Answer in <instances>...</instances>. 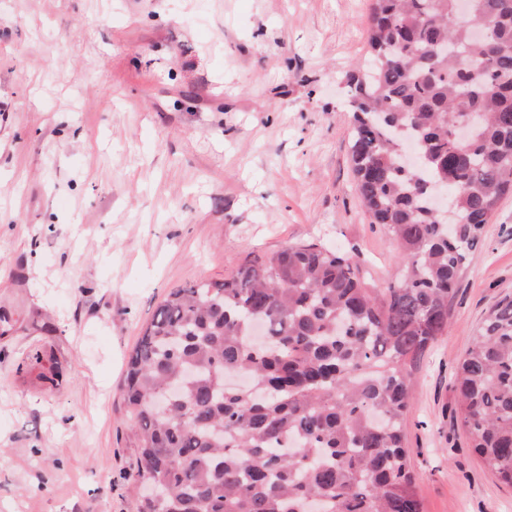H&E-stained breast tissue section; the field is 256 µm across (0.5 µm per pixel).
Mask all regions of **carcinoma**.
Returning a JSON list of instances; mask_svg holds the SVG:
<instances>
[{"label":"carcinoma","instance_id":"carcinoma-1","mask_svg":"<svg viewBox=\"0 0 512 512\" xmlns=\"http://www.w3.org/2000/svg\"><path fill=\"white\" fill-rule=\"evenodd\" d=\"M459 2L373 0L367 66L346 80L357 192L400 250L388 287L300 243L158 306L123 387L140 512H306L313 495L323 512H422L411 367L448 334L467 255L512 193V0ZM455 379L457 424L512 487V295Z\"/></svg>","mask_w":512,"mask_h":512}]
</instances>
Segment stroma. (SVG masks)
Segmentation results:
<instances>
[{"label": "stroma", "mask_w": 512, "mask_h": 512, "mask_svg": "<svg viewBox=\"0 0 512 512\" xmlns=\"http://www.w3.org/2000/svg\"><path fill=\"white\" fill-rule=\"evenodd\" d=\"M372 0H0V512H138L126 362L164 297L318 242L384 288L349 161ZM512 294V194L405 418L423 512H512L454 419Z\"/></svg>", "instance_id": "1"}]
</instances>
